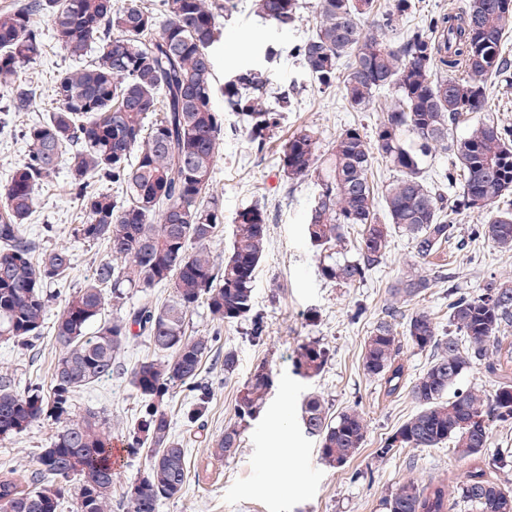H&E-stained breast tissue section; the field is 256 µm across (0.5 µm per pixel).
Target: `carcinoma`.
I'll list each match as a JSON object with an SVG mask.
<instances>
[{
    "mask_svg": "<svg viewBox=\"0 0 512 512\" xmlns=\"http://www.w3.org/2000/svg\"><path fill=\"white\" fill-rule=\"evenodd\" d=\"M161 2L159 14L140 0H21L0 11V84L12 89L13 112H27L34 102V90L16 83L15 76L42 51L35 16L49 19L52 38L71 58L95 52L89 62L58 72L56 106L25 128L27 157L0 187V338L21 344L38 339L49 307L47 286L67 279L72 269L73 256L65 248L35 257L36 244L24 232L37 189L60 164L81 201L85 220L78 234L88 243H105L112 254L65 300L53 324L61 354L50 393H19L0 382V438L18 435L42 417L65 423L40 453L31 483L23 484L13 471L0 474V512H58L68 497L74 512H110L116 477L112 430L101 412H76L74 394L110 377L133 335L146 337L161 356L132 372L144 405L125 451L145 455L147 467L126 487L128 512H158L162 501L181 495L188 459L171 433L166 400L175 387L188 388L195 400L185 420L203 421L209 386L200 375L217 340L187 335L188 317L202 302L219 323L245 319L254 309L267 211L256 203L237 212L222 261L206 248L224 223L213 190L224 113L214 98L221 92L224 107L242 116L249 141L261 152L291 106L290 95L269 103L268 70L260 67L239 70L218 84L217 54L224 40L219 18L234 8L230 0ZM499 2L462 0L395 43L386 34L412 13L413 0H317L315 32L295 46L303 68L323 88L341 84L355 112L371 110L381 90H390L394 99L370 136L347 128L322 153L316 133L304 127L280 152L287 178L310 177L317 186L306 234L320 251L322 279L346 287L364 281L397 232L425 260L454 238L457 217L475 210L490 214L475 236L512 249V211L496 209L512 191V127L479 120L468 135L453 134L465 117L485 111L492 81L512 76L503 48L512 16ZM252 8L286 28L302 5L252 0ZM436 149L450 152L452 162L433 186L424 164ZM377 156L398 172L379 208L371 180ZM100 180L121 193L91 189ZM161 286L172 288V298L158 303L151 291ZM430 288L427 276L411 275L395 296L406 302ZM128 290L140 294L138 305L106 318L108 302L122 307ZM448 321L455 330L442 334L428 311L417 310L400 333L392 315L378 321L364 342L363 369L389 394L405 387L400 335L432 353L411 386L420 410L376 449L381 461L397 448L448 442L457 460L473 462L483 455L491 423L512 420L511 380L498 382L491 394L457 388L475 361H488L494 371L512 364V349L500 343L512 325V284L490 281L476 293L449 289ZM329 358L321 343L305 342L296 351L294 373L317 377ZM272 386L270 368L257 366L239 390L238 422L214 440L212 456L236 452L242 425L260 413ZM301 426L318 441L321 460L336 468L355 456L367 433L358 409L332 416L317 395L305 400ZM460 503L473 512H512V487L490 480L477 464L452 496L441 482L408 481L385 499V509L453 512Z\"/></svg>",
    "mask_w": 512,
    "mask_h": 512,
    "instance_id": "cac0c4a2",
    "label": "carcinoma"
}]
</instances>
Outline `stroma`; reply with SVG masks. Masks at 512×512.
Returning a JSON list of instances; mask_svg holds the SVG:
<instances>
[{
	"instance_id": "35a3bbf8",
	"label": "stroma",
	"mask_w": 512,
	"mask_h": 512,
	"mask_svg": "<svg viewBox=\"0 0 512 512\" xmlns=\"http://www.w3.org/2000/svg\"><path fill=\"white\" fill-rule=\"evenodd\" d=\"M225 15L222 23L226 49L217 62L224 76L263 61L264 44H275L278 57L267 64L276 93L292 96L264 151L249 143L244 124L234 112L224 114V139L214 176V192L223 204L224 224L207 249L222 259L231 243L234 218L242 208L258 203L269 214L265 253L256 270L254 312L264 325L253 337L251 320L218 323L206 305H197L189 317V334H210L217 342L204 363L201 376L211 387L209 412L202 428L187 427L183 416L193 402L191 392L175 388L166 409L172 432L187 450L189 477L180 497L163 501L159 512H385L383 501L396 485L407 480H435L456 488L466 478L467 467L447 446L402 448L385 461L374 455L401 424L414 415L418 403L408 389L386 394L378 378L363 369L365 338L377 321L395 304L392 290L398 280L422 272L434 281L423 297L400 304L404 314L425 309L434 314L440 331L448 329V290L474 291L487 280L512 282V251L475 238L474 228L487 220L474 211L459 217L455 237L446 248L420 260L406 237L398 236L390 252L364 282L342 287L321 278L319 252L311 246L304 225L316 194L313 180L286 178L278 166L283 145L299 126L313 128L329 146L349 126L371 132L391 103L381 91L376 109L350 112L341 104L338 87H320L295 57V45L315 29L316 0H301L300 17L293 27L280 30L251 12L248 0ZM74 61L54 41L45 40L35 60L19 71L22 83L34 88L30 111L8 109L9 87L0 85V185L6 184L28 153L23 136L26 126L38 121L53 106V85L59 70ZM84 218L81 202L68 185L65 171H57L37 190L34 211L26 224L27 236L40 251L68 248L74 267L67 281L58 284L50 312L58 314L65 298L78 291L93 269L108 260L105 244L88 243L76 234ZM314 340L327 347L330 359L323 373L307 380L293 371L297 347ZM234 351L238 366L233 376L224 374V353ZM60 355L52 324L30 346L0 342V378L18 392L38 388L49 391ZM154 350L142 336L130 338L117 354L111 377L75 396L77 408H92L112 424V442L122 445L142 409V399L131 384V371ZM274 373V384L259 417L245 428L236 454L217 459L209 443L236 420L239 390L259 365ZM320 395L330 414L349 407L362 411L367 421L366 442L344 467L332 468L320 458L315 439L301 431L298 418L307 394ZM60 426L43 418L20 435L0 438V470L29 474ZM284 449L282 462L288 481L277 479L267 465L275 449ZM483 463L497 482L512 485V421L492 423Z\"/></svg>"
}]
</instances>
